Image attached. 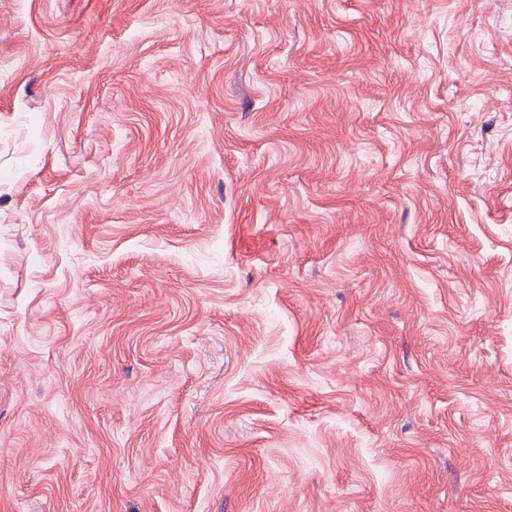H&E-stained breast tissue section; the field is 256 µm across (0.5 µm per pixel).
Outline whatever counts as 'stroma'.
<instances>
[{
    "label": "stroma",
    "instance_id": "obj_1",
    "mask_svg": "<svg viewBox=\"0 0 512 512\" xmlns=\"http://www.w3.org/2000/svg\"><path fill=\"white\" fill-rule=\"evenodd\" d=\"M0 512H512V0H0Z\"/></svg>",
    "mask_w": 512,
    "mask_h": 512
}]
</instances>
